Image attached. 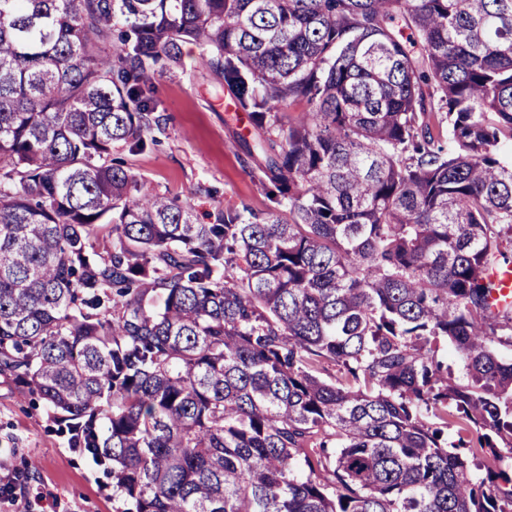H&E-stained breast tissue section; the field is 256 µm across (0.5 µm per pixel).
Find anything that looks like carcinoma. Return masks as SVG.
I'll list each match as a JSON object with an SVG mask.
<instances>
[{
	"label": "carcinoma",
	"mask_w": 512,
	"mask_h": 512,
	"mask_svg": "<svg viewBox=\"0 0 512 512\" xmlns=\"http://www.w3.org/2000/svg\"><path fill=\"white\" fill-rule=\"evenodd\" d=\"M187 41L263 211L199 224L112 159ZM507 148L512 0H0V376L116 512H512ZM487 278L496 287L503 285L500 290L493 289L488 299L492 311L503 310L505 306L510 305L512 302V265L509 264L505 268L497 265L490 266L487 270ZM503 297L505 298L503 299ZM459 427L448 417V451L461 453L464 458H469L470 470L474 475L485 476V465L489 464L486 456L480 451L475 456L468 448H452L450 445L457 443Z\"/></svg>",
	"instance_id": "carcinoma-1"
}]
</instances>
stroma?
Listing matches in <instances>:
<instances>
[{"label": "stroma", "instance_id": "stroma-1", "mask_svg": "<svg viewBox=\"0 0 512 512\" xmlns=\"http://www.w3.org/2000/svg\"><path fill=\"white\" fill-rule=\"evenodd\" d=\"M201 53L184 44L179 76L155 79L162 118L156 144L135 153L119 146L112 155L157 190L188 199L198 223L208 224L218 211L245 204L260 211L269 200L240 145L248 119ZM0 470L16 476L24 512H115L109 466L68 448L47 412L2 378Z\"/></svg>", "mask_w": 512, "mask_h": 512}]
</instances>
